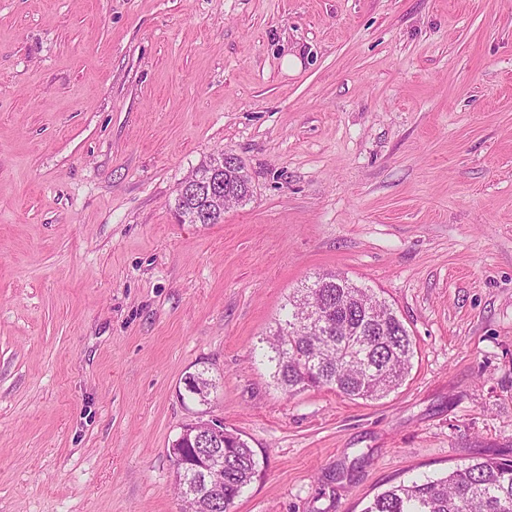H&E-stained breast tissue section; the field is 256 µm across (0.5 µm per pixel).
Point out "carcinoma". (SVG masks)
Returning a JSON list of instances; mask_svg holds the SVG:
<instances>
[{
	"label": "carcinoma",
	"instance_id": "1",
	"mask_svg": "<svg viewBox=\"0 0 512 512\" xmlns=\"http://www.w3.org/2000/svg\"><path fill=\"white\" fill-rule=\"evenodd\" d=\"M245 166L228 167L224 185L242 202L250 197ZM273 378L292 396L328 387L349 399H382L402 385L412 368V336L386 300L340 274H323L288 297L285 318L265 338ZM224 456V495L209 500L183 494L186 512H231L256 474L248 442L235 431L224 440L194 444ZM363 512H512V455H480L438 478L392 485Z\"/></svg>",
	"mask_w": 512,
	"mask_h": 512
}]
</instances>
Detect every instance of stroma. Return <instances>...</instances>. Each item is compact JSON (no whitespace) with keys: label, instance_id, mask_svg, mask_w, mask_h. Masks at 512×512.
Here are the masks:
<instances>
[{"label":"stroma","instance_id":"1","mask_svg":"<svg viewBox=\"0 0 512 512\" xmlns=\"http://www.w3.org/2000/svg\"><path fill=\"white\" fill-rule=\"evenodd\" d=\"M220 152L250 199L179 223ZM323 273L413 335L386 398L262 361ZM210 417L257 461L233 512L512 452V0H0V512H182L168 449Z\"/></svg>","mask_w":512,"mask_h":512}]
</instances>
